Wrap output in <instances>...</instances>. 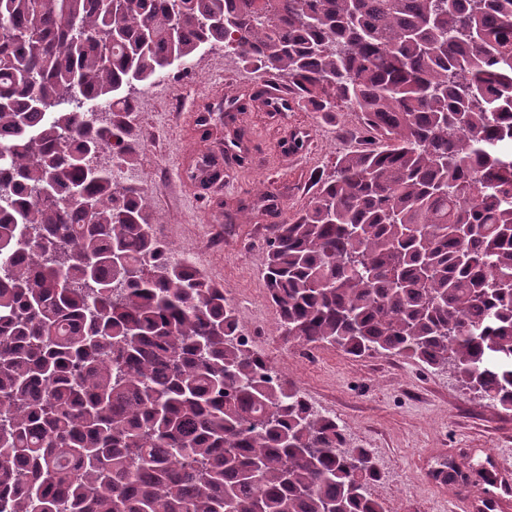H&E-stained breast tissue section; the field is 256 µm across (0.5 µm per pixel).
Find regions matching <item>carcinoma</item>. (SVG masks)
I'll return each mask as SVG.
<instances>
[{"label":"carcinoma","instance_id":"cac0c4a2","mask_svg":"<svg viewBox=\"0 0 512 512\" xmlns=\"http://www.w3.org/2000/svg\"><path fill=\"white\" fill-rule=\"evenodd\" d=\"M0 0L9 512H386L381 472L171 261L138 87L219 46L366 143L271 226L282 334L454 367L512 411V0Z\"/></svg>","mask_w":512,"mask_h":512}]
</instances>
